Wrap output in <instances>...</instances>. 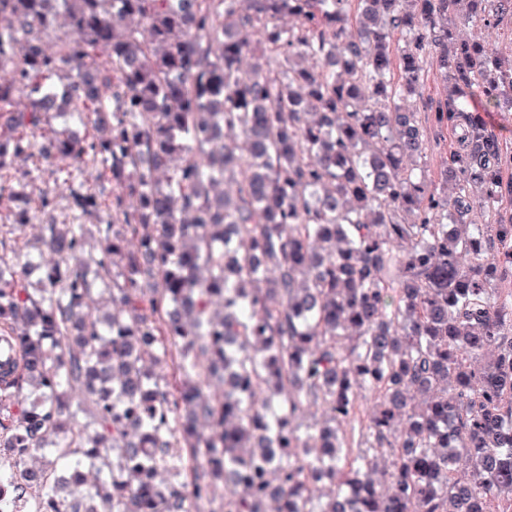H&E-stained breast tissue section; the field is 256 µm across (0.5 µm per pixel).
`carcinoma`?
I'll return each instance as SVG.
<instances>
[{
    "mask_svg": "<svg viewBox=\"0 0 512 512\" xmlns=\"http://www.w3.org/2000/svg\"><path fill=\"white\" fill-rule=\"evenodd\" d=\"M506 18L512 0H0V207L28 197L1 185L15 158L69 159V187L103 155L112 184L71 193L73 219L112 214L97 251L51 221L42 275L0 255L8 503L188 512L221 484L218 512L512 506V215L470 218L512 181L462 96L512 112V56L457 34ZM250 53L267 66L246 76ZM428 67L448 93L424 125L403 101ZM70 102L94 134L46 128ZM429 124L462 144L437 187ZM37 450L65 469L27 465Z\"/></svg>",
    "mask_w": 512,
    "mask_h": 512,
    "instance_id": "obj_1",
    "label": "carcinoma"
}]
</instances>
